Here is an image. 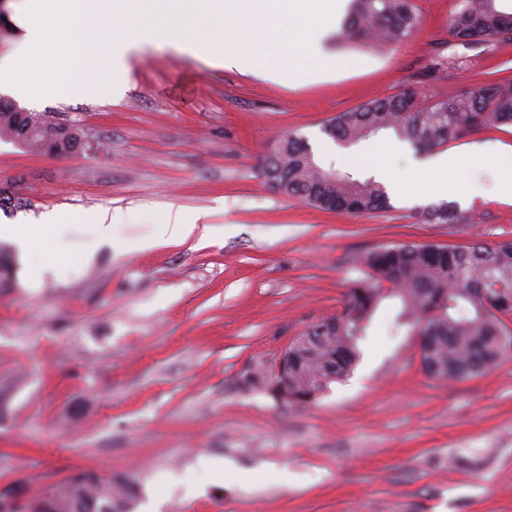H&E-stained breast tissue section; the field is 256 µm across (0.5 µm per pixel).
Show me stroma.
Listing matches in <instances>:
<instances>
[{"label": "stroma", "instance_id": "35a3bbf8", "mask_svg": "<svg viewBox=\"0 0 512 512\" xmlns=\"http://www.w3.org/2000/svg\"><path fill=\"white\" fill-rule=\"evenodd\" d=\"M420 23L378 54L357 41L324 42L352 67L319 81L263 80L209 57L144 48L128 60V87L113 97L97 76L76 77L86 96L30 104L76 125L75 154L42 155L0 139V182L24 181L26 206L1 224L64 213L65 242L36 259L59 274L36 288L16 248L0 284V489L30 499L79 472L122 479L134 512H512V355L458 382L420 362L418 338L379 308L361 359L316 404L288 405L243 385L269 369L295 336L340 309L358 260L382 245H464L512 239V204L497 191L500 160L485 143L512 145L502 126L440 146L461 159L470 199H448L465 224H429L432 195L389 191L373 215L325 211L272 188L262 159L286 136L356 180L387 164L411 179L430 151L381 134L346 147L324 134L338 113L411 86L429 100L480 87V72L512 76V41L458 44L448 22L458 0H415ZM467 66L430 74L434 57ZM125 211L114 247L84 264L89 213ZM208 211V234L156 242L158 221ZM137 241L142 250H118Z\"/></svg>", "mask_w": 512, "mask_h": 512}]
</instances>
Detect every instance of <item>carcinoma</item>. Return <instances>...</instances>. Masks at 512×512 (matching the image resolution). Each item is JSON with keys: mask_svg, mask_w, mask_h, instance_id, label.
Wrapping results in <instances>:
<instances>
[{"mask_svg": "<svg viewBox=\"0 0 512 512\" xmlns=\"http://www.w3.org/2000/svg\"><path fill=\"white\" fill-rule=\"evenodd\" d=\"M449 33L461 42L512 41V10L505 0H458ZM419 17L413 0H352L340 31L374 48L407 38ZM477 92H462L430 101L412 88L339 113L324 127L334 140L349 146L381 131H391L417 149L459 140L486 129L512 125V79L483 71ZM31 125L30 149L47 155L72 154L85 145L83 136L67 137L44 116H26L13 102L0 99V138L15 141L20 127ZM264 175L278 192L314 206L355 215L391 208L385 186L369 178L352 181L324 168L302 138L280 141L264 158ZM431 224H465L466 215L452 202L427 205ZM365 277L354 281L341 310L309 328L319 337L309 348H288L281 364L288 403H316L335 382L344 380L360 359L359 341L368 335L383 300L396 298L401 310L394 328L404 326L424 339L425 372L438 380L460 381L482 374L512 353V241L476 240L463 247L428 244L381 246L361 258ZM251 389L278 394L272 377L252 371L244 378ZM134 490L122 481L79 473L53 488L47 512H132Z\"/></svg>", "mask_w": 512, "mask_h": 512, "instance_id": "obj_1", "label": "carcinoma"}]
</instances>
